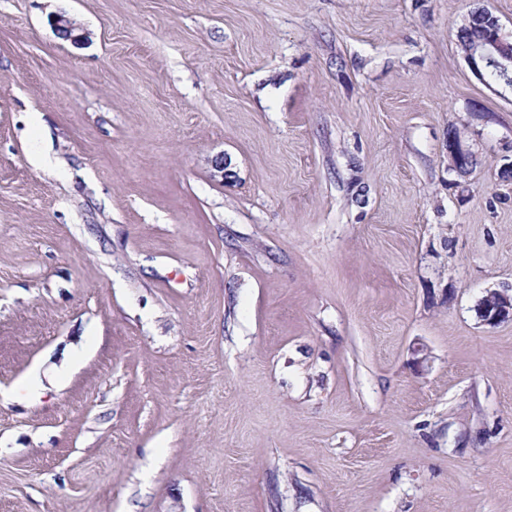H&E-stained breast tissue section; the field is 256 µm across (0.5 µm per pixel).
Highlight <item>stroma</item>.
Here are the masks:
<instances>
[{"label": "stroma", "instance_id": "35a3bbf8", "mask_svg": "<svg viewBox=\"0 0 512 512\" xmlns=\"http://www.w3.org/2000/svg\"><path fill=\"white\" fill-rule=\"evenodd\" d=\"M478 6L0 0V512H512ZM474 153L463 147L460 135L457 133L448 140V169L454 170L462 177H466L469 173V167L466 161L474 157ZM491 290L478 304V316L484 324L495 326L512 320V290Z\"/></svg>", "mask_w": 512, "mask_h": 512}]
</instances>
